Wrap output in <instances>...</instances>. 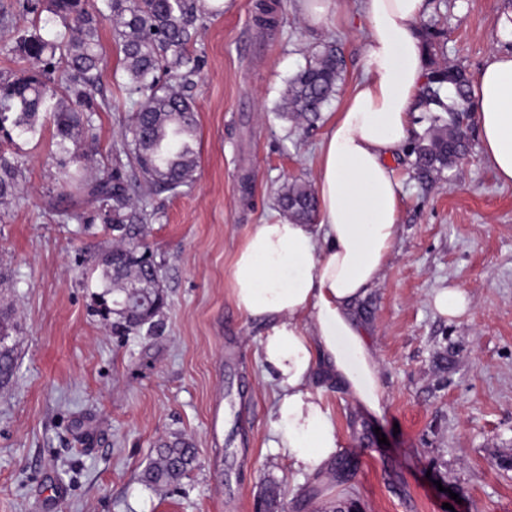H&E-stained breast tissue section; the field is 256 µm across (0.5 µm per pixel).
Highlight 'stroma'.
I'll return each mask as SVG.
<instances>
[{"instance_id": "stroma-1", "label": "stroma", "mask_w": 512, "mask_h": 512, "mask_svg": "<svg viewBox=\"0 0 512 512\" xmlns=\"http://www.w3.org/2000/svg\"><path fill=\"white\" fill-rule=\"evenodd\" d=\"M260 0H231L205 16L192 45L202 59L193 89L199 164L176 195L148 197L144 238L162 264L168 307L162 331L116 337L92 311L97 278L88 258L103 232L59 223L67 206L52 147L15 137L7 153L25 163L26 190L0 200V303L20 331L12 383L0 388V512H255L267 488L279 512H512V184L485 162L476 127L452 170L418 179L411 153L393 161L402 184L401 236L381 284L358 305L381 360L388 398L369 418L341 388L314 382L340 436L333 466L299 479L268 448L273 390L256 355L261 326L233 306L229 270L254 225L278 219L275 198L295 179L314 182L319 143L361 70L364 26L356 0H335L336 21L305 27L297 0L272 24ZM427 23L443 30L436 60L476 76L498 40L512 0H432ZM0 75L28 70L8 54L27 26L16 0H0ZM94 116L93 168L112 163L134 107L118 89L110 26ZM336 44L345 73L314 127L280 118L289 77L312 51ZM466 292L456 318L428 304L436 288ZM181 433L198 463L179 485L150 487L140 475L155 444Z\"/></svg>"}]
</instances>
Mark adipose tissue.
Wrapping results in <instances>:
<instances>
[{"label": "adipose tissue", "instance_id": "1", "mask_svg": "<svg viewBox=\"0 0 512 512\" xmlns=\"http://www.w3.org/2000/svg\"><path fill=\"white\" fill-rule=\"evenodd\" d=\"M429 0H360L362 70L319 145L314 223L255 225L235 251L230 293L264 323L257 355L274 386V453L300 475L324 473L340 446L315 373L340 386L365 415L387 399L383 369L356 305L382 281L400 238L401 185L391 165L413 134L427 81L420 22ZM481 152L512 183V49H496L472 82Z\"/></svg>", "mask_w": 512, "mask_h": 512}]
</instances>
